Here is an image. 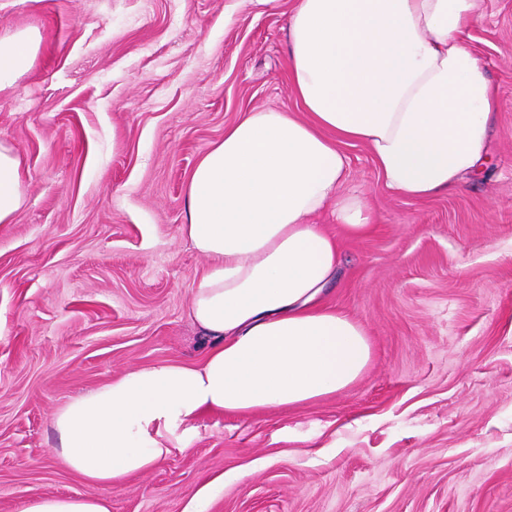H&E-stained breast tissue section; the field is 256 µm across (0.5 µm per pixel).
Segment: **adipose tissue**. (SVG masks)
I'll return each instance as SVG.
<instances>
[{
    "label": "adipose tissue",
    "mask_w": 512,
    "mask_h": 512,
    "mask_svg": "<svg viewBox=\"0 0 512 512\" xmlns=\"http://www.w3.org/2000/svg\"><path fill=\"white\" fill-rule=\"evenodd\" d=\"M482 0H296L288 76L301 113L255 109L187 181L181 233L208 265L189 316L212 344L196 363L127 370L57 410V457L114 487L185 452L207 413L287 409L349 388L371 359L361 327L323 297L339 235L371 226L344 193L343 145L369 148L398 195L429 198L480 174L496 87L469 49ZM31 29L0 38V93L33 67ZM24 161L0 144V224L25 202ZM331 214L339 234L318 219ZM19 512H112L104 497L34 494Z\"/></svg>",
    "instance_id": "adipose-tissue-1"
}]
</instances>
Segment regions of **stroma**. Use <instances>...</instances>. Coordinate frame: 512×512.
Returning a JSON list of instances; mask_svg holds the SVG:
<instances>
[{"mask_svg":"<svg viewBox=\"0 0 512 512\" xmlns=\"http://www.w3.org/2000/svg\"><path fill=\"white\" fill-rule=\"evenodd\" d=\"M249 0H0V36L42 37L0 95L26 200L0 224V512L29 494L112 512H512V0H482L469 48L500 107L483 175L426 200L347 146L373 229L341 238L325 296L372 359L347 390L288 410L209 414L187 451L116 488L55 460L51 421L126 369L196 362L188 308L207 264L182 236L185 187L224 128L300 111L287 11Z\"/></svg>","mask_w":512,"mask_h":512,"instance_id":"1","label":"stroma"}]
</instances>
